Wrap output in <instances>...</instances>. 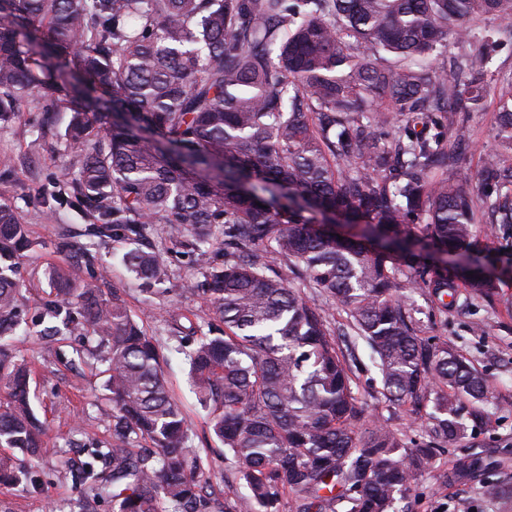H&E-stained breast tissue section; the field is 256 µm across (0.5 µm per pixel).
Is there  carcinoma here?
Masks as SVG:
<instances>
[{"label":"carcinoma","mask_w":512,"mask_h":512,"mask_svg":"<svg viewBox=\"0 0 512 512\" xmlns=\"http://www.w3.org/2000/svg\"><path fill=\"white\" fill-rule=\"evenodd\" d=\"M504 26L466 50L461 22ZM512 26V0H0V122L25 101L44 120L69 116L78 152L67 189L90 235L124 245L137 289L169 279L144 243L175 224L201 279L192 291L224 322L179 345L187 383L247 494L220 501L206 480L210 448L170 394L166 351L112 289L49 266L44 331L77 332L76 351L103 366L112 442L80 480L112 512H396L433 457L429 442L367 415L332 314L288 286L274 255L346 313L349 345L370 350L392 407L431 405L432 433L455 443L484 417L485 376L446 341L418 336L399 290H429L441 309L489 297L498 283L470 252L475 225L512 231V90L488 81ZM494 152L477 180L462 174L470 140L460 113L487 101ZM342 215L359 238L317 216ZM423 224L422 235L413 223ZM421 244L471 272L466 293L447 268L404 263ZM29 226L0 200V484L39 492L32 472L46 429L12 336L24 323L19 259ZM72 266L87 246L63 242ZM456 469L485 474L479 455Z\"/></svg>","instance_id":"carcinoma-1"}]
</instances>
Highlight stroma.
<instances>
[{
  "label": "stroma",
  "instance_id": "obj_1",
  "mask_svg": "<svg viewBox=\"0 0 512 512\" xmlns=\"http://www.w3.org/2000/svg\"><path fill=\"white\" fill-rule=\"evenodd\" d=\"M472 137L464 151L465 172L477 175L484 159L495 148L493 110L467 113ZM41 114L35 102H25L11 123L0 124V199L12 202L28 224L37 244L34 258H23L21 274L27 284L26 303L39 310L45 288L38 282L34 266L66 265L70 259L58 249L59 241L92 244L96 254L93 268H77L81 279H97L104 292L125 289V300L142 320L148 333L172 335L170 319L179 316L183 326L201 331H223L224 324L190 285L199 274L192 254L177 241V226L154 224L147 232L150 244L167 259L169 282L166 293L147 297L132 284L117 255L119 243L94 241L88 234L89 220L78 205L56 209L53 216L34 208L30 200L44 189L64 185L68 171L78 156L59 138L57 129L65 125L58 118L55 127L41 129ZM477 247L486 256V269L498 277L499 293L491 298L476 297L468 307L441 314L433 309L426 289L413 291L415 326L419 336L448 341L458 354L482 371L489 384L485 403L487 417L468 428L462 442L441 449L436 462L422 471L404 498L400 512H512V238L488 235L485 225H477ZM80 337L56 343L38 335L36 326L19 331L15 345L31 369L30 389L35 396L37 417L48 428V447L36 469L42 484L40 495L22 488H0V512H73L84 498L82 486L58 473L59 464L82 469L91 460L90 444L103 443L112 436V418L103 395L105 377L72 358ZM353 364L359 394L369 416L393 419L409 438L422 440L429 432L421 420L407 409L390 414L379 394L377 375L364 347H357ZM170 391L191 423L194 444L216 447L205 413L197 406L186 382V364L181 356L170 358L166 367ZM476 452L491 462V475L500 489L484 495L478 480H454L450 474L460 457Z\"/></svg>",
  "mask_w": 512,
  "mask_h": 512
}]
</instances>
